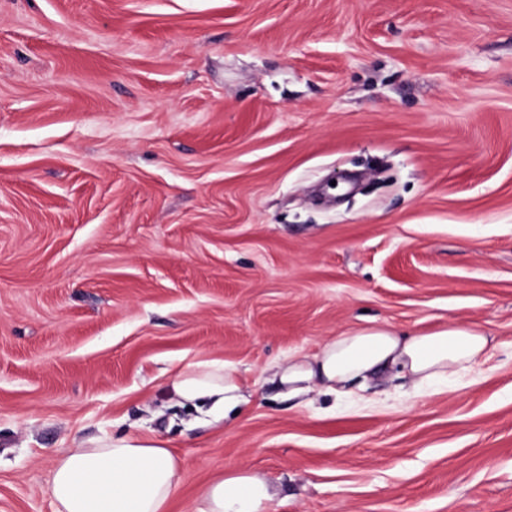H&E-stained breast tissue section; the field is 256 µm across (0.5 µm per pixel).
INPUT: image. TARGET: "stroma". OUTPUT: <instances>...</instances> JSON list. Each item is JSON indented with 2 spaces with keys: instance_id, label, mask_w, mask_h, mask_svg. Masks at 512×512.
<instances>
[{
  "instance_id": "35a3bbf8",
  "label": "stroma",
  "mask_w": 512,
  "mask_h": 512,
  "mask_svg": "<svg viewBox=\"0 0 512 512\" xmlns=\"http://www.w3.org/2000/svg\"><path fill=\"white\" fill-rule=\"evenodd\" d=\"M451 322L499 346L436 392L269 380ZM212 359L251 393L218 421L170 389ZM130 434L168 512L244 469L269 512H512V0H0V512Z\"/></svg>"
}]
</instances>
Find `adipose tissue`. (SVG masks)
<instances>
[{
    "label": "adipose tissue",
    "mask_w": 512,
    "mask_h": 512,
    "mask_svg": "<svg viewBox=\"0 0 512 512\" xmlns=\"http://www.w3.org/2000/svg\"><path fill=\"white\" fill-rule=\"evenodd\" d=\"M494 347L479 325L448 324L404 336L386 325L359 328L326 340L314 355L270 366V380L296 397L320 389L355 400L367 384L392 377L415 389L436 388L472 373ZM183 402L225 414L249 396L238 367L213 360L190 364L171 383ZM180 461L152 436L100 437L64 452L53 471L55 512H167L182 482ZM276 493L258 473L242 470L204 485L192 512H267Z\"/></svg>",
    "instance_id": "ef3b65f1"
}]
</instances>
